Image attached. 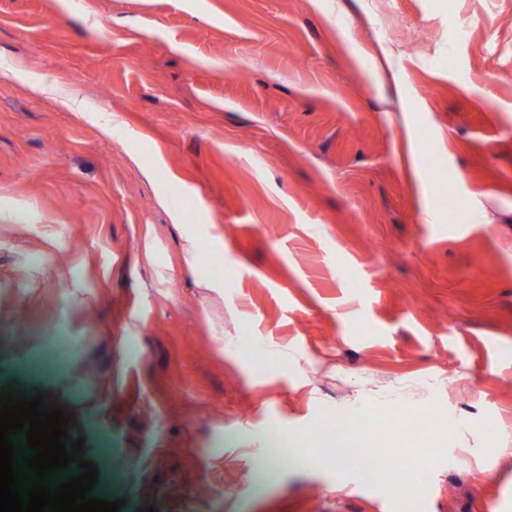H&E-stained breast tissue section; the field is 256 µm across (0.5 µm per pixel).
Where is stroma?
<instances>
[{
	"label": "stroma",
	"instance_id": "35a3bbf8",
	"mask_svg": "<svg viewBox=\"0 0 512 512\" xmlns=\"http://www.w3.org/2000/svg\"><path fill=\"white\" fill-rule=\"evenodd\" d=\"M424 376L466 426L405 433L418 496L259 468ZM7 385L121 512H512V459L448 466L512 448V0H0Z\"/></svg>",
	"mask_w": 512,
	"mask_h": 512
}]
</instances>
